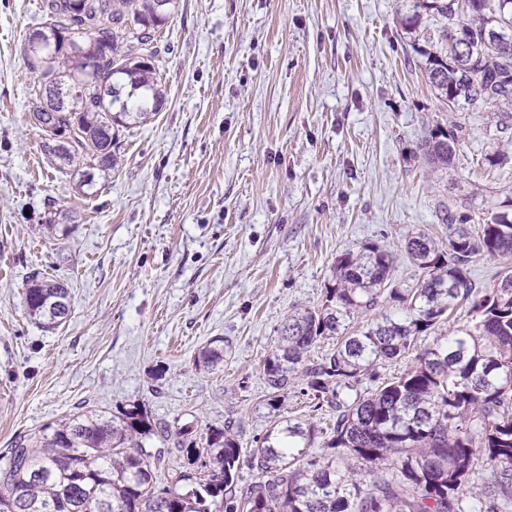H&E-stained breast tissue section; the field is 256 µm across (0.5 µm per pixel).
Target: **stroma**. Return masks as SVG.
<instances>
[{
	"mask_svg": "<svg viewBox=\"0 0 512 512\" xmlns=\"http://www.w3.org/2000/svg\"><path fill=\"white\" fill-rule=\"evenodd\" d=\"M399 0H179L157 44L164 108L127 131L92 191L31 123L23 53L42 0H0V448L71 412L140 404L173 426L234 421L244 448L273 425L263 362L283 319L321 306L337 256L374 242L397 287L406 240L448 238L449 198L512 202V153L491 113L442 109L412 62ZM462 125L452 165L419 150ZM64 279L71 314L30 318L31 272ZM224 340L212 371L193 359ZM304 382L279 402L319 430Z\"/></svg>",
	"mask_w": 512,
	"mask_h": 512,
	"instance_id": "1",
	"label": "stroma"
}]
</instances>
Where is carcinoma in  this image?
Segmentation results:
<instances>
[{
  "label": "carcinoma",
  "mask_w": 512,
  "mask_h": 512,
  "mask_svg": "<svg viewBox=\"0 0 512 512\" xmlns=\"http://www.w3.org/2000/svg\"><path fill=\"white\" fill-rule=\"evenodd\" d=\"M44 0V26L28 33L23 52L36 76L30 114L61 130L68 145L51 149L61 166L78 165L81 185L93 171L118 164L122 132L160 112L165 92L154 42L177 0ZM471 24V50L451 38ZM399 24L420 72L448 112L460 106L494 112L496 138L512 133V0H410ZM459 126L441 125L420 144L448 166L459 151ZM482 227L474 209L450 199L443 211L448 242L421 230L405 252L421 271L414 288L391 283L395 255L367 243L336 258L325 300L285 318L277 350L263 374L278 410L279 392L305 379L315 408L336 412L331 436L316 457V429L277 423L242 454L235 424L211 426L196 438L152 419L139 404L117 413L77 411L18 438L0 451V512H512V273L491 288L470 278L480 255L512 262V215L488 197ZM29 316L55 327L71 313L65 282L36 277L23 292ZM470 321L446 341L424 348L400 376L346 401L377 366L401 358L445 320L458 302ZM385 302L406 314L380 313L349 332L350 321ZM325 340L324 359L307 354ZM224 362L217 337L194 359L200 370ZM186 465L169 469L172 452ZM246 459H241V456ZM352 458L359 469L346 467ZM260 481L241 485V464ZM486 473L475 493L471 475Z\"/></svg>",
  "instance_id": "obj_1"
}]
</instances>
